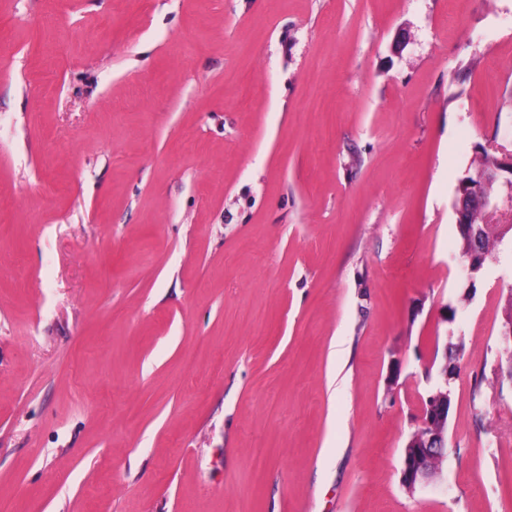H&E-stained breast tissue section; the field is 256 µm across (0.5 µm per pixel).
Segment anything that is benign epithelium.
<instances>
[{
  "mask_svg": "<svg viewBox=\"0 0 512 512\" xmlns=\"http://www.w3.org/2000/svg\"><path fill=\"white\" fill-rule=\"evenodd\" d=\"M503 173L512 175V152L502 153L497 159L496 167L490 170H475L471 177L475 183L473 190L476 196L473 197L462 189L460 196L453 204L456 224L468 237L470 243L468 267L473 273L484 265L485 256L480 249V241L494 233L497 225L484 223L473 228L465 222V215L473 205L480 207L488 216L498 211L499 200L490 194H481L479 186H493ZM439 376V381L426 399L422 400L417 427L404 444L401 483L410 494L434 483L439 478L440 468L431 467V463L447 451L450 410L447 366H442Z\"/></svg>",
  "mask_w": 512,
  "mask_h": 512,
  "instance_id": "obj_1",
  "label": "benign epithelium"
}]
</instances>
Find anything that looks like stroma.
Instances as JSON below:
<instances>
[{
  "label": "stroma",
  "instance_id": "obj_1",
  "mask_svg": "<svg viewBox=\"0 0 512 512\" xmlns=\"http://www.w3.org/2000/svg\"><path fill=\"white\" fill-rule=\"evenodd\" d=\"M500 147L512 0H0V512H512ZM471 170V169H470ZM470 170L468 174L461 180L460 187L466 189L467 183L472 182L470 178ZM502 173H508L511 175L510 180L506 181V184L509 189L508 194V202L510 203V207H512V151L510 153H501L500 158H497L496 167L485 170V169H477L472 174L471 177L473 182L475 183L474 187L460 190V196L456 197L453 208L456 215V224L460 230H462L465 235L468 237L470 243V249L468 252V267L469 270L475 273L477 270H480L489 254L490 250V234H493L495 229L500 226L499 224H480L479 218L482 217L481 212H474L470 216V222L473 224H480L475 228L468 226L465 222V215L472 205H477L481 208L485 215H492L496 213L499 209V200L491 195V189L493 184L498 181L499 177ZM480 185H487L488 192L487 195H482L480 193V189L478 188ZM473 189L476 192V196L468 195V191ZM459 239L462 244V252L465 256L468 251V244L465 242L460 230L458 229ZM488 237L484 244L483 248L486 254V258L483 254V251L480 249V241L484 238ZM485 260V261H484ZM461 345L446 343L443 349L444 364L439 371L440 379L433 389L422 399L416 429L408 436L403 450L401 467V483L408 493L434 483L440 476V466L431 468V463L447 451L448 445V413L450 410L451 389L450 379L454 375V361ZM448 366V373H447ZM449 376V377H448ZM421 429L428 435L418 439Z\"/></svg>",
  "mask_w": 512,
  "mask_h": 512
}]
</instances>
